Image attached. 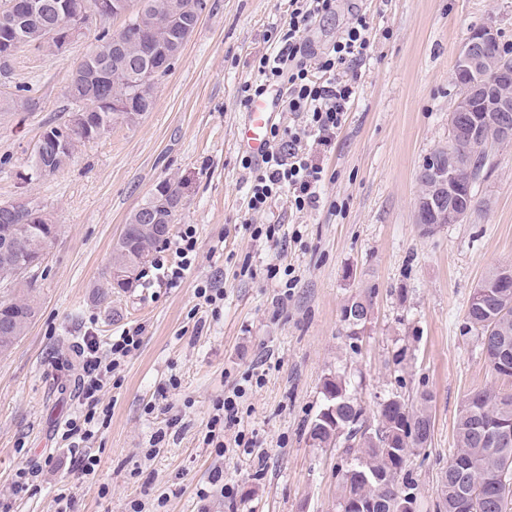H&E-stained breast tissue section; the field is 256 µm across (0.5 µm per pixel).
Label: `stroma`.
Listing matches in <instances>:
<instances>
[{"mask_svg":"<svg viewBox=\"0 0 512 512\" xmlns=\"http://www.w3.org/2000/svg\"><path fill=\"white\" fill-rule=\"evenodd\" d=\"M357 10L372 46L343 128L314 150L325 184L320 207L307 212L283 192L252 213L235 143L246 112L240 88L254 80L270 31L287 24L288 0H206L180 57L154 85L153 110L136 125H113L32 182L23 175L42 134L73 116L65 86L100 25L60 54L15 51L0 93L27 89L37 108L0 112V202H39L58 231L35 276L38 313L0 355V490L18 469L53 459L14 512H57L61 493L77 512H130L134 501L144 512H340L337 474L349 454L308 434L323 382L338 374L370 419L390 395L431 394V438L411 469L416 512H436L464 399L485 387L512 392V378L492 373L464 324L475 288L512 264V145L498 149L478 188L480 210L428 235L414 221L418 175L448 141L457 50L471 29L490 24L511 51L512 0H336L309 39L330 44ZM165 181L182 192L169 236L133 287L97 302L93 286L129 216ZM252 224L279 225L277 243L254 241ZM189 225L196 259L171 286L161 270L176 264ZM270 262L295 270L288 300L260 274ZM246 263L256 278L240 277ZM207 281L224 290L218 306L195 296ZM364 296L372 319L353 336L342 310ZM134 328L142 345L120 368L119 386L104 391L111 420L91 444L94 473L81 475L59 434L78 405L76 349L84 335L106 344ZM256 372L263 381L240 402L216 455L203 443L213 404ZM240 431L253 439L252 455L235 447ZM217 469L237 489L235 504L211 485Z\"/></svg>","mask_w":512,"mask_h":512,"instance_id":"obj_1","label":"stroma"}]
</instances>
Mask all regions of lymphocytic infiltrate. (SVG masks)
<instances>
[{
  "label": "lymphocytic infiltrate",
  "mask_w": 512,
  "mask_h": 512,
  "mask_svg": "<svg viewBox=\"0 0 512 512\" xmlns=\"http://www.w3.org/2000/svg\"><path fill=\"white\" fill-rule=\"evenodd\" d=\"M289 5L287 29L276 32L273 48L258 59L254 81L241 88L242 103L247 106L268 88L277 87L282 111L305 120L287 139L274 143L262 162L242 158V167L248 172L249 207L257 214L265 213L273 197L284 191L296 211L319 208L324 169L301 142L311 137L317 145H331L356 99V68L367 58L371 45L370 26L365 16L357 14L329 47H314L307 34L318 18L334 11L335 0H289ZM141 343L138 328L113 337L105 350L92 336L80 343V409L62 432L75 470L94 472L98 460L84 448L111 415L110 407L101 404V394Z\"/></svg>",
  "instance_id": "lymphocytic-infiltrate-1"
}]
</instances>
